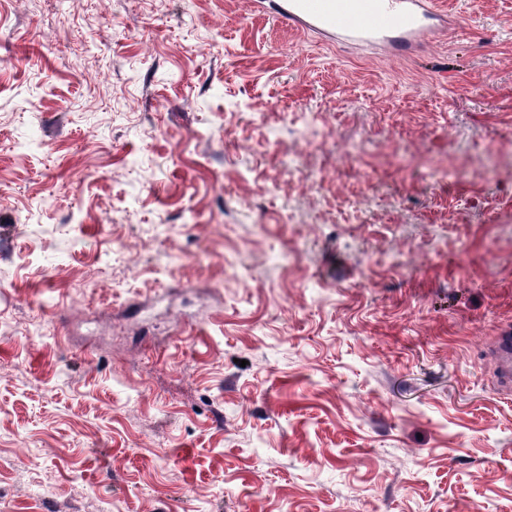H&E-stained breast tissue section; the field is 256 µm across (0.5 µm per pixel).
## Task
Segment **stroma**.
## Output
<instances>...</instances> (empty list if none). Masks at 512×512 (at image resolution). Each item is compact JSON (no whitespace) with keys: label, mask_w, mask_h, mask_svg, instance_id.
Instances as JSON below:
<instances>
[{"label":"stroma","mask_w":512,"mask_h":512,"mask_svg":"<svg viewBox=\"0 0 512 512\" xmlns=\"http://www.w3.org/2000/svg\"><path fill=\"white\" fill-rule=\"evenodd\" d=\"M438 4L0 0V512H512V0ZM277 13L303 32L398 57L414 54L453 21L433 0H279ZM496 364V381L505 393L512 390V336L511 329H505L497 336L489 351Z\"/></svg>","instance_id":"35a3bbf8"}]
</instances>
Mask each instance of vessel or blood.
Here are the masks:
<instances>
[{
  "label": "vessel or blood",
  "instance_id": "b4317fda",
  "mask_svg": "<svg viewBox=\"0 0 512 512\" xmlns=\"http://www.w3.org/2000/svg\"><path fill=\"white\" fill-rule=\"evenodd\" d=\"M278 15L301 31L398 57L414 54L453 21L434 0H279ZM489 355L496 364L499 388L511 392L512 331L503 330L496 337Z\"/></svg>",
  "mask_w": 512,
  "mask_h": 512
}]
</instances>
